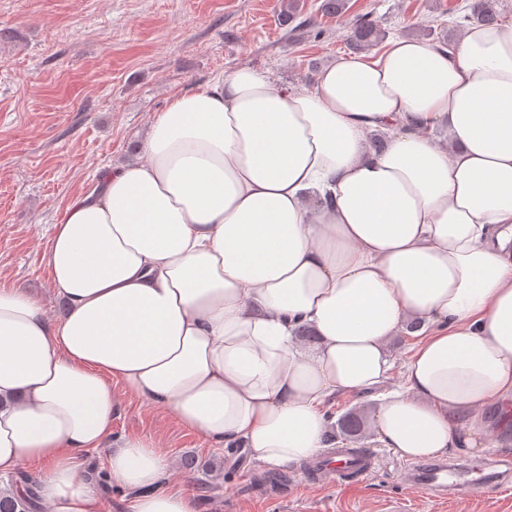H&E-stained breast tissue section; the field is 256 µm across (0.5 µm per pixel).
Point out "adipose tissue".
I'll use <instances>...</instances> for the list:
<instances>
[{"label": "adipose tissue", "instance_id": "ef3b65f1", "mask_svg": "<svg viewBox=\"0 0 512 512\" xmlns=\"http://www.w3.org/2000/svg\"><path fill=\"white\" fill-rule=\"evenodd\" d=\"M43 260L64 318L0 285V475L42 467L50 512H103L102 447L130 512H200L154 443L112 441L117 383L271 467L325 447L336 394L376 395L401 458L487 448L485 407L512 425V23L397 37L304 87L242 67L176 95ZM409 320L424 334L389 390Z\"/></svg>", "mask_w": 512, "mask_h": 512}]
</instances>
